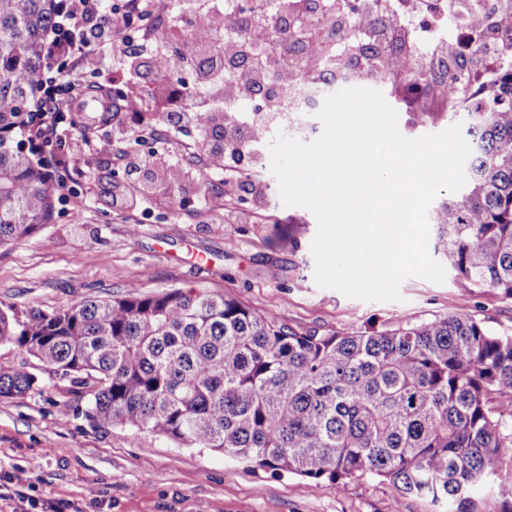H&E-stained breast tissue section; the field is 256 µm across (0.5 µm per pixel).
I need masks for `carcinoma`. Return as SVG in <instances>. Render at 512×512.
Masks as SVG:
<instances>
[{"label": "carcinoma", "instance_id": "cac0c4a2", "mask_svg": "<svg viewBox=\"0 0 512 512\" xmlns=\"http://www.w3.org/2000/svg\"><path fill=\"white\" fill-rule=\"evenodd\" d=\"M168 29L174 57L216 54L192 35L201 0H180ZM310 8L317 52L303 47L295 88L321 67L344 70L354 60L381 72L405 64L400 81L382 79L396 102L419 92L440 99L438 111L414 113L431 127L464 120L471 144L462 189L436 205L448 264L475 288L512 297V64L484 95L459 109L461 82L443 83L411 65L410 37L365 48L355 33L331 46L320 38L336 24L333 4ZM296 0H253L250 12L291 13ZM60 17V0H0V247L37 234L52 216L45 142L40 140V68ZM493 40L512 51V26L488 20ZM285 35L273 27L257 46L282 56ZM195 86L171 65L156 70L143 97L149 126L167 125L169 106L223 94L211 73L194 67ZM126 85L85 96L81 123L92 134L120 116ZM201 130L234 138L224 113L207 112ZM25 350L43 368L84 390L85 417L98 427L128 426L181 447L208 448L243 463L299 475L314 487L345 490L356 476L380 477L398 494L429 503L431 512H475L490 492L499 512H512V334L464 316L412 321L384 330L297 333L273 316H257L226 294L138 290L87 299L21 320L0 309V345ZM37 377L0 367V398L35 390Z\"/></svg>", "mask_w": 512, "mask_h": 512}]
</instances>
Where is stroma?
I'll return each mask as SVG.
<instances>
[{
	"instance_id": "1",
	"label": "stroma",
	"mask_w": 512,
	"mask_h": 512,
	"mask_svg": "<svg viewBox=\"0 0 512 512\" xmlns=\"http://www.w3.org/2000/svg\"><path fill=\"white\" fill-rule=\"evenodd\" d=\"M146 124L122 114L99 135L67 126L63 153L72 192L35 236L0 248V307L18 317L88 297L206 290L237 297L253 312L275 316L299 333L383 330L400 319L463 315L489 329L512 332V298L475 288L447 272L444 282L406 279L401 300L366 302L314 281L311 243L317 220L284 206L262 150L251 175L260 194L230 184L224 191L239 217L210 220L198 188V133L165 134L154 150L186 171L177 186L160 185L134 198L144 170L133 163L146 149ZM97 164L86 168L88 153ZM205 263H198L197 253ZM0 364L35 374L40 388L0 398V512H20L21 497L69 504L72 512H428L414 497L398 498L389 483L348 481L343 493L315 489L302 477L257 468L206 448L180 447L129 427L99 428L82 414L84 399L68 377L52 375L12 345ZM24 472L16 488L10 477Z\"/></svg>"
}]
</instances>
